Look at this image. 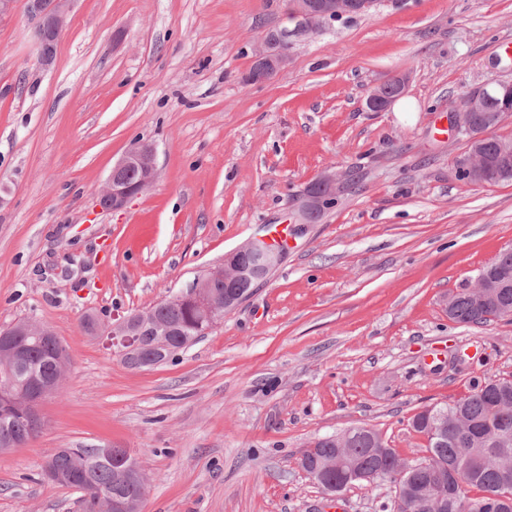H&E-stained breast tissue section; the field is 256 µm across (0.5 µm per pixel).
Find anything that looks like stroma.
Segmentation results:
<instances>
[{"mask_svg":"<svg viewBox=\"0 0 512 512\" xmlns=\"http://www.w3.org/2000/svg\"><path fill=\"white\" fill-rule=\"evenodd\" d=\"M282 0H75L41 68L23 7L0 18V328L48 326L70 362L26 445L0 452V512H80L44 473L61 448H125L142 512H380L386 482L331 500L297 465L314 438L367 426L404 459L410 422L475 382L512 379V318L464 325L448 299L512 245V182L456 177L451 108L512 80V0H383L292 39L245 76ZM403 73L402 109L369 112ZM158 177L117 213L97 193L134 144ZM357 184L252 294L173 362L134 369L87 334L187 287L292 219L319 171Z\"/></svg>","mask_w":512,"mask_h":512,"instance_id":"stroma-1","label":"stroma"}]
</instances>
